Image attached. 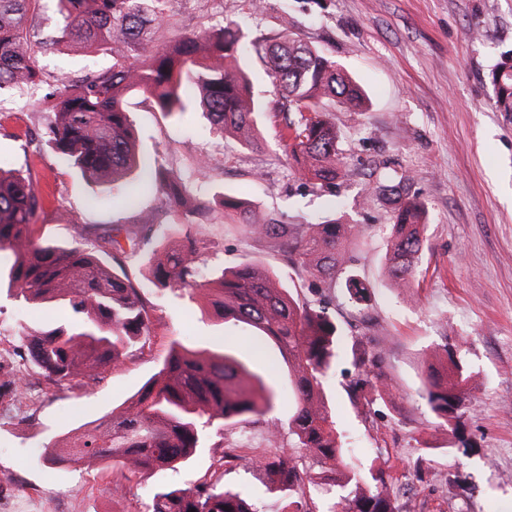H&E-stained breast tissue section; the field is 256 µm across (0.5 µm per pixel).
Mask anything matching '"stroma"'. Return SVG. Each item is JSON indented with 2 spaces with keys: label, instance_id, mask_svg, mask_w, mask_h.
Returning <instances> with one entry per match:
<instances>
[{
  "label": "stroma",
  "instance_id": "1",
  "mask_svg": "<svg viewBox=\"0 0 512 512\" xmlns=\"http://www.w3.org/2000/svg\"><path fill=\"white\" fill-rule=\"evenodd\" d=\"M179 24L224 23L247 37L298 32L331 55L366 91V109L330 105L340 134L343 178L328 193L295 172L277 144L282 115L263 63L247 58L254 93L267 109L258 126L268 142L253 152L212 131L197 112L174 121L141 95L128 110L139 148L165 168L189 176L210 207L212 276L258 261L275 270L300 297L310 278L288 266L269 241L224 223L221 200L236 193L261 213L288 224L333 215L362 234L355 272L374 290L364 310L344 289L332 291L330 313L347 333L381 349L384 399L352 405L342 357L325 392L350 442V459L392 478L397 512H507L512 507V116L493 104L488 72L512 49V0H180ZM0 129V165L26 171L44 198L37 223L67 244L77 226L119 224L138 231L142 213L155 214L153 244L172 241L174 221L155 187L130 177L113 186L92 185L57 164L45 144L18 139L48 119L37 99L17 101ZM409 176L427 208L426 243L413 287H392L385 266L392 204L388 179ZM156 338L121 368H98L52 385L31 373L16 347L26 328L55 320L52 309L34 312L22 299L0 293V383L29 377L22 402L0 400V492L9 512H141L159 483L143 475L130 492L112 493V464L45 466V446H65L82 424L108 419L156 371L169 337L217 341L228 337L249 351L251 328H224L202 313L204 294L188 299L147 284ZM475 375L478 387L457 438H449L422 398L423 373L447 354ZM287 433L272 437L266 423L229 425L194 457L188 475H171L253 490L260 512H281L286 499L259 472L220 465L224 452L243 447L264 458L287 447Z\"/></svg>",
  "mask_w": 512,
  "mask_h": 512
}]
</instances>
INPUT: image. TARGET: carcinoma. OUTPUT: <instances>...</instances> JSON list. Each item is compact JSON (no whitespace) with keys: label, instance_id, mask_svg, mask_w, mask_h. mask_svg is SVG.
<instances>
[{"label":"carcinoma","instance_id":"1","mask_svg":"<svg viewBox=\"0 0 512 512\" xmlns=\"http://www.w3.org/2000/svg\"><path fill=\"white\" fill-rule=\"evenodd\" d=\"M45 0H0V94L37 93L49 118L40 138L59 165L75 168L84 181L115 185L136 174L162 190L174 216L196 225L153 265V282L173 290L205 288L222 323L255 330L254 346L271 349L285 365L280 380L249 361L235 345L219 340L198 347L181 337L168 340L161 366L108 422L89 423L70 442L68 461H112L119 472L113 492L130 489L137 473L179 472L206 447L212 427L261 420L291 406L288 434L294 444L259 461L235 455L249 470L263 472L288 496V512H396L383 475L356 468L336 414L324 397V383L340 353L350 347L354 374L347 393L353 405L387 394L379 351L336 324L326 298L341 281L355 306L369 301L370 288L353 271L355 226L336 218L320 224H285L252 211L240 195H224V223L272 241L289 265L311 278L313 300H299L277 282L276 273L245 263L216 281L200 282L207 241L203 225L209 208L193 198L192 187L169 169L139 154L126 108L130 93H141L175 120L203 112L212 129L237 137L251 150L267 142L258 132L261 111L237 57L254 54L266 66L278 92L282 123L278 144L289 149L302 175L322 189L340 177L339 134L326 107L364 104L361 87L332 57L283 27L274 37L245 41L229 25L175 28L176 0H52L56 24L44 37L36 20ZM83 49L112 55V65L77 74L61 71L48 81L40 65L47 50ZM498 111L512 113V50L491 69ZM392 224L386 253L395 288L415 277L424 243L426 207L410 179L394 186ZM42 199L32 177L0 166V252L13 255L8 287L39 307L65 313L64 323L24 335L19 355L46 381L57 385L86 367L122 365L153 336L152 302L130 271L129 260L150 241L118 226L75 230L66 247L45 242L35 219ZM112 259L107 270L102 256ZM22 376L0 384V397L19 398ZM425 399L441 424L458 430L471 392L472 376L458 361L431 368L423 378ZM323 498L316 510L314 497ZM259 512L247 488L206 482L155 488L146 512Z\"/></svg>","mask_w":512,"mask_h":512}]
</instances>
